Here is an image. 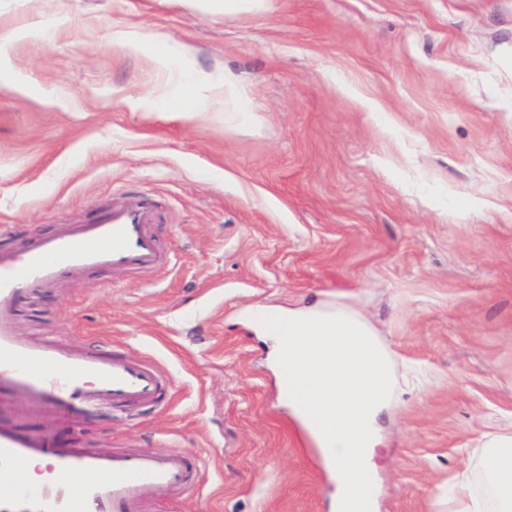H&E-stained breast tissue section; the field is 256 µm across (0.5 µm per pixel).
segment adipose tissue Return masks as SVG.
I'll return each instance as SVG.
<instances>
[{"label": "adipose tissue", "instance_id": "ef3b65f1", "mask_svg": "<svg viewBox=\"0 0 512 512\" xmlns=\"http://www.w3.org/2000/svg\"><path fill=\"white\" fill-rule=\"evenodd\" d=\"M223 102L225 111L234 113L239 123H247L252 102L232 80L214 88L206 82L195 83L188 92L169 101V118L194 123L211 115L214 102ZM480 484L461 481L455 495L459 512H512V434L487 433L480 457Z\"/></svg>", "mask_w": 512, "mask_h": 512}]
</instances>
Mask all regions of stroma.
Segmentation results:
<instances>
[{
  "instance_id": "1",
  "label": "stroma",
  "mask_w": 512,
  "mask_h": 512,
  "mask_svg": "<svg viewBox=\"0 0 512 512\" xmlns=\"http://www.w3.org/2000/svg\"><path fill=\"white\" fill-rule=\"evenodd\" d=\"M128 27L143 48L113 42ZM0 56L19 84L0 89V224L48 233L140 192L163 208L172 270L17 301L22 335L165 370L167 404L86 429L198 466L201 487L156 512H333L250 327L315 303L358 312L392 354L379 512H456L482 432L512 431V0H0ZM188 76L234 80L250 122L134 108ZM268 0H202L207 11L226 13H257L267 8Z\"/></svg>"
}]
</instances>
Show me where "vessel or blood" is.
I'll return each mask as SVG.
<instances>
[{"instance_id": "b4317fda", "label": "vessel or blood", "mask_w": 512, "mask_h": 512, "mask_svg": "<svg viewBox=\"0 0 512 512\" xmlns=\"http://www.w3.org/2000/svg\"><path fill=\"white\" fill-rule=\"evenodd\" d=\"M161 219L158 206L140 198L113 203L95 222L59 224L48 234L20 239L14 225H0V404L17 402L61 423L164 404L168 383L154 364L132 360L115 346L94 351L62 336L20 335L15 311L20 296L81 281L96 270L171 267L154 231ZM31 462L43 464L44 478L17 482V469ZM197 486V473L177 449L103 450L0 422V512H152V499Z\"/></svg>"}]
</instances>
